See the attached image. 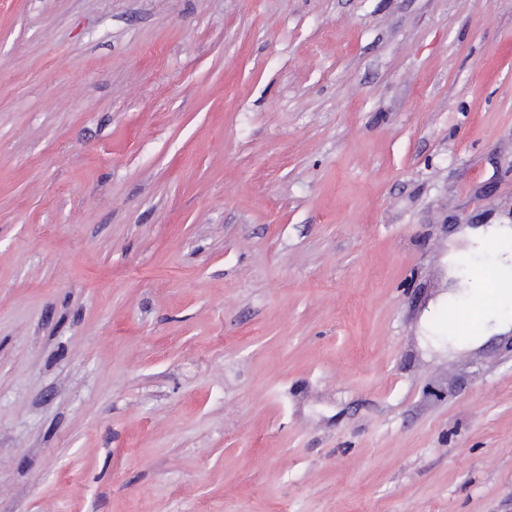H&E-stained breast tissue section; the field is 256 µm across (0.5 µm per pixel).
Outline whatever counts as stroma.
<instances>
[{
  "label": "stroma",
  "mask_w": 512,
  "mask_h": 512,
  "mask_svg": "<svg viewBox=\"0 0 512 512\" xmlns=\"http://www.w3.org/2000/svg\"><path fill=\"white\" fill-rule=\"evenodd\" d=\"M512 0H0V512H512ZM512 241V225L484 224L469 227L457 235V242L451 245L448 252V282L453 283L464 276L463 260L467 256H478L486 253L495 254L492 272V288L476 289L467 293L457 291L455 296L468 301L470 297H478L470 304L475 312L482 304L481 297L490 296L488 303L480 310L476 328L472 332H463L449 326L448 352L472 348L481 345L491 336L507 334L512 330V254L502 251V247ZM510 252V255L503 253ZM481 289V290H480ZM480 290V292H478ZM478 292V293H477Z\"/></svg>",
  "instance_id": "35a3bbf8"
}]
</instances>
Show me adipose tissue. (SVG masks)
Listing matches in <instances>:
<instances>
[{"label":"adipose tissue","instance_id":"1","mask_svg":"<svg viewBox=\"0 0 512 512\" xmlns=\"http://www.w3.org/2000/svg\"><path fill=\"white\" fill-rule=\"evenodd\" d=\"M512 242V225L484 224L460 232L448 252V279L457 281L464 275L463 261L468 256L494 254L492 286L488 303L480 310L474 331L449 328V350L472 348L488 338L512 331V254L502 248Z\"/></svg>","mask_w":512,"mask_h":512}]
</instances>
